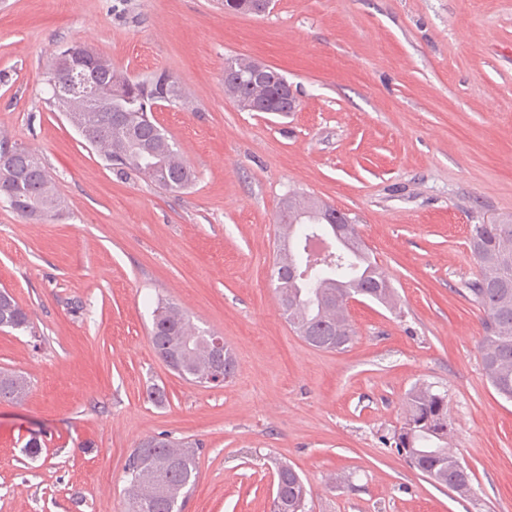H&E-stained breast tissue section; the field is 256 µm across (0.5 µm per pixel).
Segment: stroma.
<instances>
[{"label":"stroma","mask_w":512,"mask_h":512,"mask_svg":"<svg viewBox=\"0 0 512 512\" xmlns=\"http://www.w3.org/2000/svg\"><path fill=\"white\" fill-rule=\"evenodd\" d=\"M87 40L133 78L165 71L186 102L156 122L196 172L167 192L110 169L44 72ZM268 64L294 112H246L224 63ZM36 150L63 202L40 221L0 201V290L34 333L0 328V512H127L124 467L143 439L199 443L184 512H272L274 464L305 481L306 512H512V401L482 366V311L462 292L472 225L512 220V0H0V139ZM344 212L399 297H360L346 350L306 343L272 277L282 201ZM221 333L234 377L180 378L149 338L158 298ZM448 402L473 473L462 497L383 438L411 390ZM167 400L154 405L152 387ZM42 443L30 456L31 437ZM31 382L16 372H0V401L22 402L30 391Z\"/></svg>","instance_id":"1"}]
</instances>
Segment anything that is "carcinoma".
<instances>
[{"label":"carcinoma","mask_w":512,"mask_h":512,"mask_svg":"<svg viewBox=\"0 0 512 512\" xmlns=\"http://www.w3.org/2000/svg\"><path fill=\"white\" fill-rule=\"evenodd\" d=\"M224 8L241 14L259 15V0H224ZM257 62L234 59L224 69V91L243 110L263 103L273 112H292L294 101L279 94L277 70L262 79L252 76ZM87 93L52 90L50 104L65 113L84 138L96 140L98 151L110 166L123 173L147 177L158 188L177 192L195 180V172L171 137L154 120L155 104H179L183 100L177 80L167 72L144 80H132L112 67L101 55L91 72ZM11 157L0 162V198L21 217L39 221L57 211L61 202L42 157L18 144L0 140V158L5 149ZM336 209L305 195L288 197L281 212L280 229L288 256L277 263L295 264L304 277L288 284L278 282L279 305L288 323L309 344L325 350H344L354 329L344 301L361 296L384 306L396 304V295L385 272L354 236L337 252L321 258L308 251L315 238L330 233L322 215ZM470 248L480 275L464 284L466 296L484 312L485 336L482 365L495 391L512 401V224H474ZM0 327L33 331L27 311L5 290L0 291ZM191 336L192 351L185 355L181 378L203 384L215 362L207 332L199 329L174 302L159 301L152 312L150 340L157 355L168 361L182 356L178 338ZM31 382L16 372H0V401L21 402ZM448 402L428 386L414 388L408 396L402 426L393 436L396 451L410 466L432 482L460 496L473 491V473L459 466L448 453ZM198 450L168 438L150 437L133 449L124 472L129 508L127 512H182L184 501L195 486ZM308 489L299 473L286 463L276 468L274 512H305Z\"/></svg>","instance_id":"cac0c4a2"}]
</instances>
